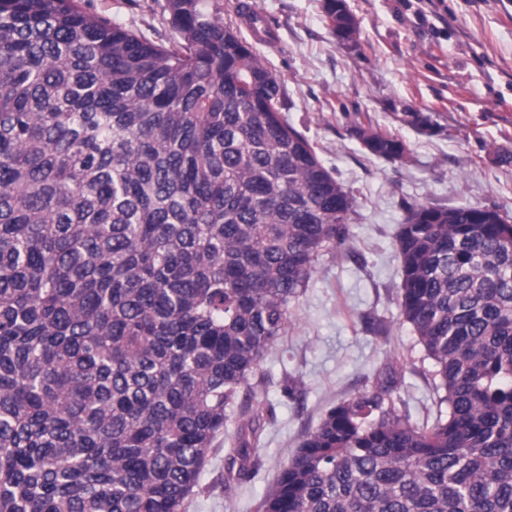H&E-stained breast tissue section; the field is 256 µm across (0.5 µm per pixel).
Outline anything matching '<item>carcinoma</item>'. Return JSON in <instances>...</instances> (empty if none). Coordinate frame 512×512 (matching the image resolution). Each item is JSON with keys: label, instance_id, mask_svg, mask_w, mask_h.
<instances>
[{"label": "carcinoma", "instance_id": "1", "mask_svg": "<svg viewBox=\"0 0 512 512\" xmlns=\"http://www.w3.org/2000/svg\"><path fill=\"white\" fill-rule=\"evenodd\" d=\"M155 44L80 0H0V512H184L229 409L354 198L282 116L222 0H166ZM347 37L343 0H323ZM364 148L403 160L372 130ZM399 315L444 390L393 371L331 408L261 512H512V223L415 203ZM247 406L224 484L260 457Z\"/></svg>", "mask_w": 512, "mask_h": 512}]
</instances>
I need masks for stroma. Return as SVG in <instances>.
I'll list each match as a JSON object with an SVG mask.
<instances>
[{
  "label": "stroma",
  "instance_id": "1",
  "mask_svg": "<svg viewBox=\"0 0 512 512\" xmlns=\"http://www.w3.org/2000/svg\"><path fill=\"white\" fill-rule=\"evenodd\" d=\"M166 0H83L91 13L163 43L172 35ZM247 4L271 39L256 48L283 83L289 122L316 146L323 165L355 199L350 237L322 254L307 288L288 306L291 324L265 354L263 381L248 398L269 407L260 462L224 487L231 411L184 512H259L282 467L330 408L370 389L396 366V408L420 426L447 406L410 327L399 318L396 234L408 205L496 209L512 218V0H346L356 24L340 41L323 0H224ZM429 116L422 130L407 115ZM402 139L409 155L368 153L357 123ZM296 382L297 399L284 397Z\"/></svg>",
  "mask_w": 512,
  "mask_h": 512
}]
</instances>
